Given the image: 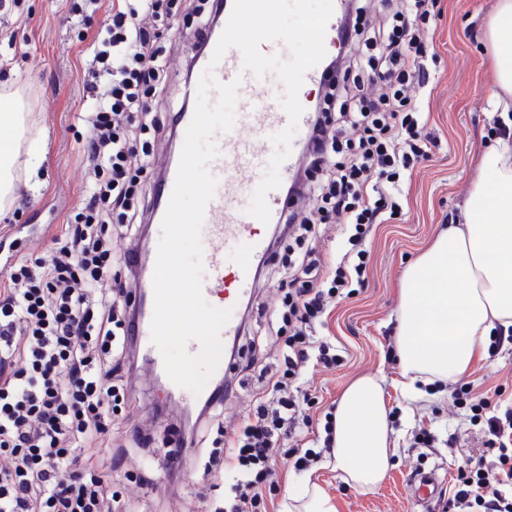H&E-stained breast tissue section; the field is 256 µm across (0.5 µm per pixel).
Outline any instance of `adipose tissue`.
<instances>
[{
	"label": "adipose tissue",
	"instance_id": "adipose-tissue-1",
	"mask_svg": "<svg viewBox=\"0 0 512 512\" xmlns=\"http://www.w3.org/2000/svg\"><path fill=\"white\" fill-rule=\"evenodd\" d=\"M496 91L491 106L512 130V0H496L486 26ZM25 105L14 92L0 94V206L12 203V167L23 161L26 185L36 189L43 145L25 138ZM512 326V139L488 144L478 177L454 224L407 269L400 291L396 346L412 381L456 382L475 361L488 359L496 327ZM330 457L357 487L376 486L394 454L389 413L374 378L354 381L333 417ZM288 512H338L337 503L310 478L288 490Z\"/></svg>",
	"mask_w": 512,
	"mask_h": 512
}]
</instances>
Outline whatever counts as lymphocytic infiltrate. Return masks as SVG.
<instances>
[{
    "mask_svg": "<svg viewBox=\"0 0 512 512\" xmlns=\"http://www.w3.org/2000/svg\"><path fill=\"white\" fill-rule=\"evenodd\" d=\"M172 5L136 0L108 15L106 36L84 72L92 106L82 118L89 181L81 206L54 255L6 270L8 286L0 290V512H113L111 482L84 459L107 448L112 411L127 398L113 378L134 365L135 304L125 283L112 277V241L128 240L123 263L135 271L149 200L126 169L134 156H150L165 132L155 117L167 81L156 23ZM383 6L378 25L364 31L350 25L340 41L346 47L362 36L366 51L351 63L371 72L369 84L341 89L336 70H327L309 139L311 163L322 172L317 199L342 225L345 246L331 263L313 246L283 256L291 272L278 308L288 328L285 369L273 373L260 367L259 356L249 359L262 392L252 419L208 455V466L232 476L229 499L215 500L213 512H257L259 489L275 474L281 437L301 445L311 426L301 411L308 398L302 370L312 359L336 362L332 344L316 336L315 327L336 298L364 286L366 238L395 209L397 177L428 160L435 144L410 96L414 84L429 79L425 21L435 0H383ZM116 210L124 217L117 225L111 221ZM450 396L454 408H469L472 421H484L487 458L459 471L445 512H512V407L464 385Z\"/></svg>",
    "mask_w": 512,
    "mask_h": 512,
    "instance_id": "lymphocytic-infiltrate-1",
    "label": "lymphocytic infiltrate"
}]
</instances>
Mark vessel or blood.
<instances>
[{"label": "vessel or blood", "instance_id": "1", "mask_svg": "<svg viewBox=\"0 0 512 512\" xmlns=\"http://www.w3.org/2000/svg\"><path fill=\"white\" fill-rule=\"evenodd\" d=\"M347 11V0H333V14L328 22L325 35L327 52H334L342 35L341 26ZM218 35L205 33V48L192 58L197 72L212 69L218 82L239 81L238 109L233 128L215 136L219 148L208 170L217 180L214 198L205 209L201 231L207 241L202 254L204 276L202 293L205 300L222 301L225 307H236L237 303L249 298L254 284V272L250 264L230 265L229 259L241 248H248L253 256H265L268 244L263 235L257 233L256 218L249 215L248 200L262 181L267 165L275 151L271 141L273 132L287 127L289 119L279 98L284 88L275 85L267 91H260L259 80L244 70L240 50L229 49L219 63L211 58ZM297 156H289L279 169L281 188L269 192L271 223L280 222L289 208L283 186L292 179L297 166ZM162 181L158 189L157 214H164L173 190L178 160L170 156L159 158ZM153 268H146L132 291L138 308L135 324V341L142 353L145 370L149 375H164L163 358L151 342V319L154 310ZM438 478L435 473L413 474L408 484L412 501L425 507L435 497Z\"/></svg>", "mask_w": 512, "mask_h": 512}]
</instances>
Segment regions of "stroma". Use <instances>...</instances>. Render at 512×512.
<instances>
[{"instance_id": "1", "label": "stroma", "mask_w": 512, "mask_h": 512, "mask_svg": "<svg viewBox=\"0 0 512 512\" xmlns=\"http://www.w3.org/2000/svg\"><path fill=\"white\" fill-rule=\"evenodd\" d=\"M496 0H436L431 22L432 42L425 58L431 80L416 89L414 98L437 139L429 160L398 182L400 207L372 232L368 280L348 298L337 299L318 336L335 345L340 360L334 368L309 362L304 387L311 395L306 413L323 423L344 390L363 376L378 379L391 412L396 454L383 482L356 488L328 468H317L319 485L338 503L339 512H420L407 494L410 475L433 471L438 494L448 487L460 466L477 458L483 447L469 410L454 411L448 392L407 399L396 354L399 288L405 270L451 223L472 190L485 141L494 127L488 100L494 90L490 58L485 52V22ZM117 0H101L99 9L84 0H0V90L20 91L28 114L26 134L44 142L37 191L26 187L23 165L14 168L15 201L0 209V265L46 256L56 247L62 224L73 215L87 184L78 138L81 117L89 107L83 92V68L101 25ZM183 18L163 21L162 58L168 67V95L160 123L182 105L186 90V61L194 54ZM281 268L260 266L249 310L242 316L237 340L241 358L250 355L252 338L263 339L264 364L276 365L281 347L269 336L268 313L280 301ZM224 373L238 376L237 391L222 406L225 432L238 429L252 409L260 385L254 372L237 371L225 361ZM129 407L112 416V440L98 468L126 512H209L212 497L228 492L227 472L196 465L195 449L182 451V462L170 468L165 418L153 410L158 385L135 372L128 378ZM473 393L501 391L503 404H512V343L491 347L487 361L475 366L466 380ZM422 425L435 436L431 447H413L412 430ZM296 456L288 445L277 454V475L265 485L261 512H286L289 482L299 476ZM438 502L430 512H442Z\"/></svg>"}]
</instances>
